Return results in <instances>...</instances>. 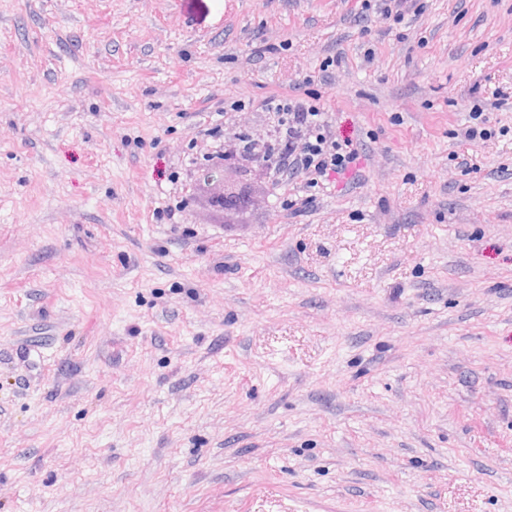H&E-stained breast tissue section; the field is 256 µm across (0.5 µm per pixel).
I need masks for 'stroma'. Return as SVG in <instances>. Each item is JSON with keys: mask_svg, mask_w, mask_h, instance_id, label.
<instances>
[{"mask_svg": "<svg viewBox=\"0 0 512 512\" xmlns=\"http://www.w3.org/2000/svg\"><path fill=\"white\" fill-rule=\"evenodd\" d=\"M419 3L0 0V512H512V0ZM269 97L358 176L158 218ZM371 2L375 3L380 15L386 19L393 18L395 21H401L405 18V15L412 12L414 15L420 13L421 7L417 4V0H366L364 8L366 10L372 9Z\"/></svg>", "mask_w": 512, "mask_h": 512, "instance_id": "stroma-1", "label": "stroma"}]
</instances>
